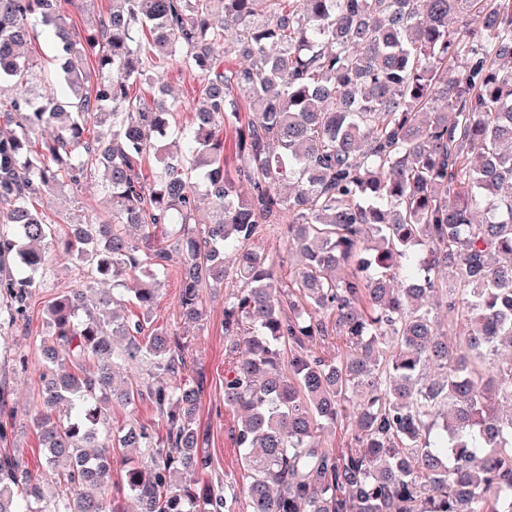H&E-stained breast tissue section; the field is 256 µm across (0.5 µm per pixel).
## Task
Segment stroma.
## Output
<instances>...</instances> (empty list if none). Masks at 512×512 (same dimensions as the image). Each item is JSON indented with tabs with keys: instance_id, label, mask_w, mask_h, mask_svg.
Segmentation results:
<instances>
[{
	"instance_id": "35a3bbf8",
	"label": "stroma",
	"mask_w": 512,
	"mask_h": 512,
	"mask_svg": "<svg viewBox=\"0 0 512 512\" xmlns=\"http://www.w3.org/2000/svg\"><path fill=\"white\" fill-rule=\"evenodd\" d=\"M163 81L176 103L173 127L189 124L198 101L202 79L198 71L179 66L165 70ZM38 209L47 219L60 225L84 219L105 217L111 208L110 197L101 181L65 188L62 193L43 196ZM285 225L269 224L263 231L261 246L268 256L282 284H290L303 268L299 255L288 253L283 245ZM41 285L33 289L30 298L29 320L25 330L0 324V388L6 389L5 404L0 405V423L8 427V436L0 440V451L8 450L25 460L31 472L44 474V451L39 434L29 418L42 401L41 383L36 369L41 362L40 341L48 333L45 310L48 303L64 288L79 287V275L70 261L60 258L40 273ZM180 276L169 270L161 277V291L149 315H142L133 303H126L125 317L143 318L146 331L161 329L177 335L185 345V378L196 374L206 377L196 422L207 433L205 450L211 458L208 480L237 487L244 486L247 473L241 462L233 430L238 417L224 407V377L227 370L224 341L223 287L203 288L204 313L192 321L181 314L179 305ZM26 358L27 368H20L19 358ZM144 424L151 427L155 436L165 434L166 423L159 418L150 402L137 403L136 407L113 405L104 424L105 431L119 433L123 427Z\"/></svg>"
}]
</instances>
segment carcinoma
I'll return each mask as SVG.
<instances>
[{
    "instance_id": "carcinoma-1",
    "label": "carcinoma",
    "mask_w": 512,
    "mask_h": 512,
    "mask_svg": "<svg viewBox=\"0 0 512 512\" xmlns=\"http://www.w3.org/2000/svg\"><path fill=\"white\" fill-rule=\"evenodd\" d=\"M71 0H0V83L15 96L0 134V294L9 323L27 322L47 251L124 287L149 313L160 275L180 269V307L202 317L200 288L244 283L225 297L232 374L224 406L241 416L235 442L250 482L198 485L211 468L196 425L202 375L182 379L180 338L93 312L82 288L47 310L41 409L32 417L48 472L67 493L46 501L41 478L0 456V512H106L109 399L150 401L165 438L144 424L118 437L143 449L125 487L138 512H512V3L508 0H113L83 37ZM482 35L450 30L462 13ZM62 51V94L41 91L21 52L35 24ZM233 38L246 64L224 68L211 45ZM101 81L87 86V57ZM202 74L191 123L168 150L174 104L157 71ZM153 90L148 101L133 86ZM249 106L240 125L239 101ZM97 127L96 135L90 134ZM44 127L55 129L39 139ZM235 132L236 178L224 166ZM153 157L152 178L142 160ZM102 178L112 222L61 234L34 202ZM249 186L248 193L240 185ZM287 184L293 192L278 193ZM288 218V251L306 259L284 295L256 245L260 225ZM202 227H197V224ZM171 227L163 243L156 228ZM458 333L440 331L426 304L431 273ZM344 275L338 276L336 272ZM335 318L346 354L312 346ZM288 344V370L280 344ZM64 352L74 371L58 363ZM147 359L160 379L114 387L112 362ZM360 396L352 407L349 394ZM347 420L355 447L335 454L320 432Z\"/></svg>"
}]
</instances>
